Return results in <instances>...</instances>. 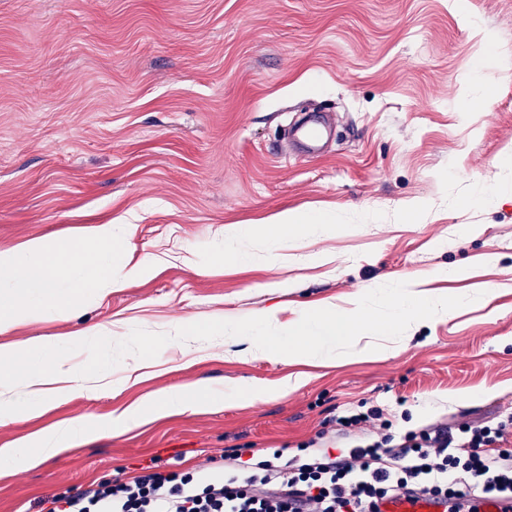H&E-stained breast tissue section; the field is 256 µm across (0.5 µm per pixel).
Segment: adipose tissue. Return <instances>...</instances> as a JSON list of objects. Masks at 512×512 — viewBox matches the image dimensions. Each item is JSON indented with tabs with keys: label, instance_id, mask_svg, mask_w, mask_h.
<instances>
[{
	"label": "adipose tissue",
	"instance_id": "1",
	"mask_svg": "<svg viewBox=\"0 0 512 512\" xmlns=\"http://www.w3.org/2000/svg\"><path fill=\"white\" fill-rule=\"evenodd\" d=\"M96 258L88 260L84 249L72 242L54 245L33 239L15 248L0 250V268L15 272L11 290H0V335L18 325L37 320L47 308L70 314L72 304L60 301L59 286L68 281L73 291L85 294L125 287L153 265L149 258L125 262L116 246L112 227L98 225L93 233ZM58 343L33 338L0 350V365L7 367L13 381L0 383V394H8L6 408H0V424L23 420L31 413H45L59 400L82 391L94 393L99 375L89 367L75 372L67 362L53 356ZM216 400L197 388H180L131 404L108 420V427L129 429L164 414L193 412L215 405ZM85 436L83 423L59 422L36 433L19 437L0 448V467L40 463L62 450L76 447Z\"/></svg>",
	"mask_w": 512,
	"mask_h": 512
}]
</instances>
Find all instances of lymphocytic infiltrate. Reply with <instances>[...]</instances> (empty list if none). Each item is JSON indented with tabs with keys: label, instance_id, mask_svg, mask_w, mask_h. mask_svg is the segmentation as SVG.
Wrapping results in <instances>:
<instances>
[{
	"label": "lymphocytic infiltrate",
	"instance_id": "1",
	"mask_svg": "<svg viewBox=\"0 0 512 512\" xmlns=\"http://www.w3.org/2000/svg\"><path fill=\"white\" fill-rule=\"evenodd\" d=\"M377 408L347 415L340 454L318 448L305 458L248 461L225 456L224 473L198 479L165 471L159 458L104 481L53 494L40 512H379L378 504L413 494L455 501L512 496V450L497 448L501 427L433 424L389 434Z\"/></svg>",
	"mask_w": 512,
	"mask_h": 512
}]
</instances>
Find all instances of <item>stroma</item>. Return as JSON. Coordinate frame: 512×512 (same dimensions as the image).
<instances>
[{
  "label": "stroma",
  "instance_id": "stroma-1",
  "mask_svg": "<svg viewBox=\"0 0 512 512\" xmlns=\"http://www.w3.org/2000/svg\"><path fill=\"white\" fill-rule=\"evenodd\" d=\"M313 108L336 135L310 158L286 133ZM289 210L330 215L336 229L278 242L255 232ZM98 224L125 225L129 256L153 270L67 318L45 311L0 346L270 307L285 322L394 282L484 289L491 302L423 324L390 356L290 365L220 337L124 358L105 392L0 426V446L153 392L304 382L103 431L0 473V512H38L46 495L154 456L218 474L239 448L291 455L363 406L396 433L503 420L512 448V0H0V250L87 240ZM450 265L459 276L441 275Z\"/></svg>",
  "mask_w": 512,
  "mask_h": 512
}]
</instances>
